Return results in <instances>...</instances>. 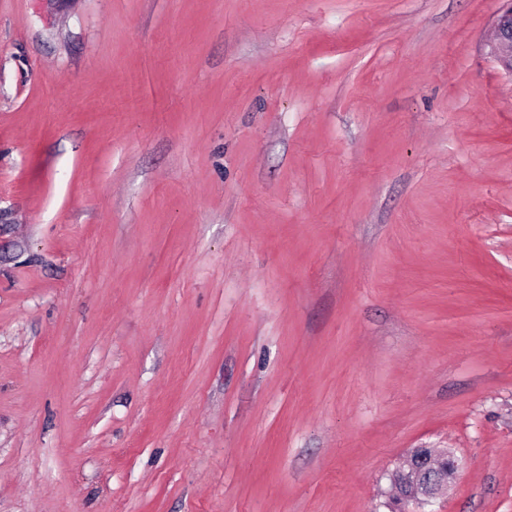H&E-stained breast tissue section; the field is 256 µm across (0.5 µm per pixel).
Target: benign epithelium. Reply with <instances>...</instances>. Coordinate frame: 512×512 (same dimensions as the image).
Returning <instances> with one entry per match:
<instances>
[{"mask_svg": "<svg viewBox=\"0 0 512 512\" xmlns=\"http://www.w3.org/2000/svg\"><path fill=\"white\" fill-rule=\"evenodd\" d=\"M494 28L495 38L490 44V55L512 77V6L498 14ZM439 458L441 464L436 466L428 451L420 448L391 473V482L404 488L399 494L400 500L429 504L450 486L456 477L457 460L446 450L439 453Z\"/></svg>", "mask_w": 512, "mask_h": 512, "instance_id": "7a95c632", "label": "benign epithelium"}]
</instances>
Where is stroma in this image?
Instances as JSON below:
<instances>
[{
  "mask_svg": "<svg viewBox=\"0 0 512 512\" xmlns=\"http://www.w3.org/2000/svg\"><path fill=\"white\" fill-rule=\"evenodd\" d=\"M502 7L0 0V512H512ZM419 448L413 451L404 464L390 475L392 484H400L404 491L398 498L402 501H415L429 504L442 491L448 489L456 477L457 460L448 450H442L438 456L441 464L434 465L427 450ZM411 473L414 482L409 486L407 476Z\"/></svg>",
  "mask_w": 512,
  "mask_h": 512,
  "instance_id": "stroma-1",
  "label": "stroma"
}]
</instances>
